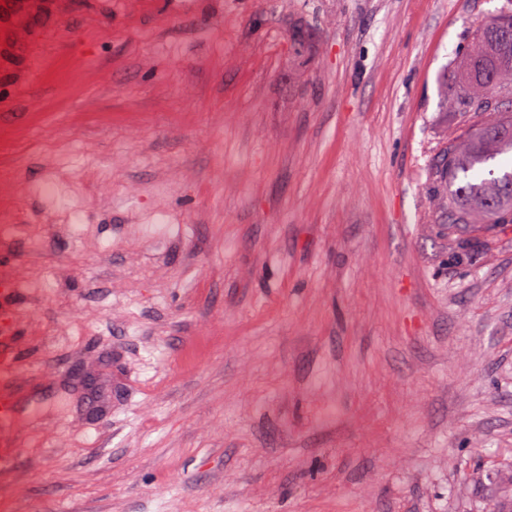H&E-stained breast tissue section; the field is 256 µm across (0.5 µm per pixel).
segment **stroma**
<instances>
[{
    "label": "stroma",
    "mask_w": 512,
    "mask_h": 512,
    "mask_svg": "<svg viewBox=\"0 0 512 512\" xmlns=\"http://www.w3.org/2000/svg\"><path fill=\"white\" fill-rule=\"evenodd\" d=\"M0 11V512H512V225L439 80L512 0ZM500 112L511 111L497 107L474 113L497 114L498 118L454 140L440 158L436 177L446 193L441 204L454 209L463 220L483 217L490 224L512 223V185L484 169L488 161L512 153V116ZM460 174L463 180L457 182Z\"/></svg>",
    "instance_id": "35a3bbf8"
}]
</instances>
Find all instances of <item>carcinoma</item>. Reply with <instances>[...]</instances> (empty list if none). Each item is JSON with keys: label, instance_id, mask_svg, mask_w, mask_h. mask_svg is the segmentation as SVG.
Masks as SVG:
<instances>
[{"label": "carcinoma", "instance_id": "carcinoma-1", "mask_svg": "<svg viewBox=\"0 0 512 512\" xmlns=\"http://www.w3.org/2000/svg\"><path fill=\"white\" fill-rule=\"evenodd\" d=\"M461 83L453 99L442 94L452 112H473L476 104L498 90L512 89V13L479 25L473 44L456 67ZM498 118L476 132L454 140L443 152L436 177L446 193L441 204L451 205L465 220L478 217L490 224L512 223V185L484 169L497 157L512 153V116L493 108Z\"/></svg>", "mask_w": 512, "mask_h": 512}]
</instances>
